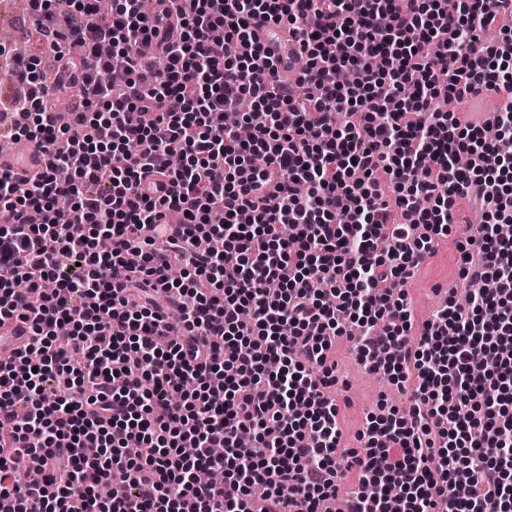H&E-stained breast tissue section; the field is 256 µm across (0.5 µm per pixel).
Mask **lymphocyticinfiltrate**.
Listing matches in <instances>:
<instances>
[{
	"label": "lymphocytic infiltrate",
	"instance_id": "f902f5d3",
	"mask_svg": "<svg viewBox=\"0 0 512 512\" xmlns=\"http://www.w3.org/2000/svg\"><path fill=\"white\" fill-rule=\"evenodd\" d=\"M149 2L28 0L64 126L40 57L0 47V139L47 157L0 170V321L31 323L0 359V512H512V0ZM260 19L296 37L295 82ZM488 91L493 141L455 115ZM473 199L461 275L495 287L413 332L404 287ZM353 325L411 393L360 450ZM273 26L267 22L260 21L256 24V34L258 40L265 46L268 54L277 61V58L282 59V65H285L286 55L288 53V28L281 27L276 30L279 37V41L271 38L270 32L273 30ZM283 44V48L280 45ZM45 163V157L24 141L17 143L13 152L0 153V170L10 171L20 179L42 172ZM336 363L349 386L345 391L339 384L336 393L337 399L341 396H347L349 399L348 405L340 406L338 415V424L342 432L341 444L346 448L363 449V444L358 438L365 430L367 412L375 408L381 398H385L389 404L401 407L405 405L406 396L397 391L388 380L367 372L359 364L353 341L346 335L336 339Z\"/></svg>",
	"mask_w": 512,
	"mask_h": 512
}]
</instances>
